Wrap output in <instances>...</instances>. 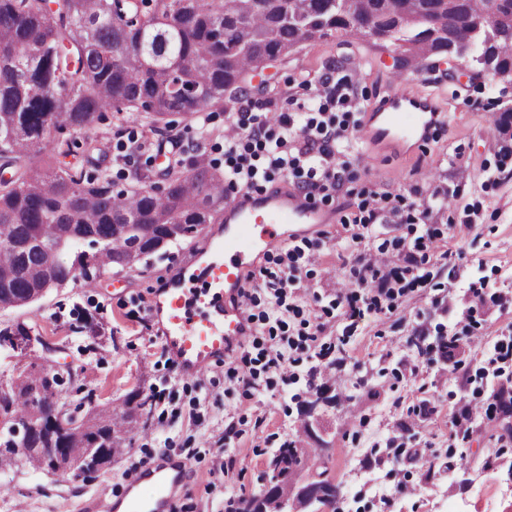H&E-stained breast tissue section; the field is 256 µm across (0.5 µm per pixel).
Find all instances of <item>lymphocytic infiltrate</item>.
<instances>
[{
    "instance_id": "f902f5d3",
    "label": "lymphocytic infiltrate",
    "mask_w": 512,
    "mask_h": 512,
    "mask_svg": "<svg viewBox=\"0 0 512 512\" xmlns=\"http://www.w3.org/2000/svg\"><path fill=\"white\" fill-rule=\"evenodd\" d=\"M337 109L361 106L357 86L350 78L329 71L318 81L316 91L298 105V114L279 115L268 122L258 106L248 105L238 112L232 133L224 137V153L230 161L224 171L229 189L252 188L258 181H271L276 172L300 174L298 191L306 199L328 198L345 192L348 179L345 148L354 133L339 121ZM359 223L380 224L387 216L410 211L403 195L364 192L359 205ZM403 271L381 273L371 253L360 251L355 257V285L367 289L372 302L389 297Z\"/></svg>"
}]
</instances>
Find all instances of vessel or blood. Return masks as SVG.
Instances as JSON below:
<instances>
[{
  "instance_id": "1",
  "label": "vessel or blood",
  "mask_w": 512,
  "mask_h": 512,
  "mask_svg": "<svg viewBox=\"0 0 512 512\" xmlns=\"http://www.w3.org/2000/svg\"><path fill=\"white\" fill-rule=\"evenodd\" d=\"M407 77H398L390 92L370 105L360 130L372 149L403 155L418 148L431 129L447 121L433 98L407 90ZM329 218L296 192L274 189L264 193L239 190L224 202V231L207 236L208 260L194 273L195 282L211 292L208 313L189 309L192 293L179 283L163 289L155 309L163 324V346L179 374L198 376L213 363L229 359L250 334L240 303V292L250 269L265 246L295 233L301 224H325ZM185 461L163 457L149 460L140 469V482L153 488L141 497L129 488L125 512H172L185 486Z\"/></svg>"
}]
</instances>
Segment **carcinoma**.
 <instances>
[{
  "label": "carcinoma",
  "mask_w": 512,
  "mask_h": 512,
  "mask_svg": "<svg viewBox=\"0 0 512 512\" xmlns=\"http://www.w3.org/2000/svg\"><path fill=\"white\" fill-rule=\"evenodd\" d=\"M443 0H0V291L22 298L45 284L78 279L90 286L111 267L133 270L179 225L177 243L203 224L224 223V172L197 159L151 163L139 184L120 190L98 167L87 178L43 160L52 133L92 127L103 113L136 110L153 131L165 118L224 106L225 88L290 47L332 32L348 35L360 12L406 45L415 58L448 47L422 25L396 19L434 13ZM477 0H463L453 37L478 54L487 36L471 23ZM512 68V35L492 45ZM54 371L25 372L16 389L0 386V408L43 425L16 438L0 433V470L44 469L53 449L96 446L104 457L149 430L141 411L151 398L133 395L83 434L49 425L57 404Z\"/></svg>",
  "instance_id": "obj_1"
}]
</instances>
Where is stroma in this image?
<instances>
[{"label": "stroma", "mask_w": 512, "mask_h": 512, "mask_svg": "<svg viewBox=\"0 0 512 512\" xmlns=\"http://www.w3.org/2000/svg\"><path fill=\"white\" fill-rule=\"evenodd\" d=\"M392 55L388 44L335 33L268 63L243 92H227L223 108L205 120L173 114L169 128L151 133L130 111L120 121L107 115L90 129L54 135L52 146L67 150L78 176L91 173L94 158L105 154L122 188L135 185L145 161L164 168L174 138L192 157L221 165L224 128L244 100L265 103L275 115L295 111L296 100L342 64L372 103L391 88ZM423 66L410 87L449 106L447 123L402 156L371 153L354 139L347 150L349 192L318 205L331 223L272 246L257 262L276 272L289 248L304 252L283 299L264 277L255 279L261 309L284 306L274 330L294 342L286 368L264 365L272 329L261 322L249 348L251 368L234 372L221 361L200 377L177 373L153 304L158 288L201 252L202 233L152 255L147 268H108L96 287L71 281L28 305L0 310V330L33 325L43 338L30 348L0 345V383L48 360L64 380L60 401L78 402L82 387L94 391L99 409L136 394L152 399L151 433L134 438L109 467L77 479L26 466L0 472V512H87L92 502L120 496L142 460L161 456L188 464L172 512H227L260 492L271 454L297 438L322 449L306 471L326 472L339 485L336 512H512V435L503 430L506 417L489 410L493 389L512 379V362H494L497 348L512 342V139L495 127L499 88L448 79L437 56ZM362 190L415 201L453 191L457 198L410 223L362 226L354 221ZM425 235L431 241L423 281L394 288L377 305L361 295V314L350 317L340 293L354 280L358 250L380 254L384 270L402 268ZM455 334L462 341L453 374L439 340ZM416 335L422 346L414 345ZM324 346L344 359L343 376L324 375L313 356ZM462 457L467 470L452 468Z\"/></svg>", "instance_id": "1"}]
</instances>
